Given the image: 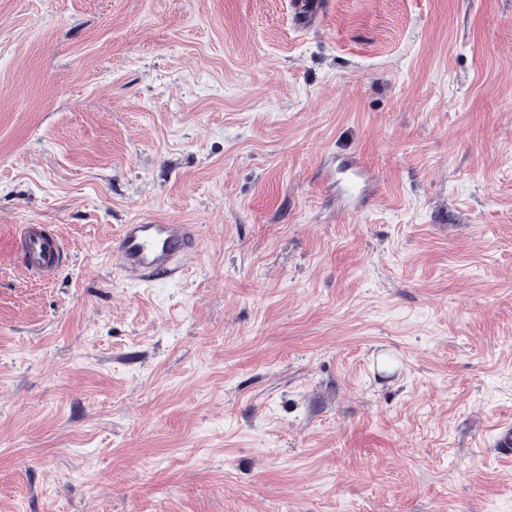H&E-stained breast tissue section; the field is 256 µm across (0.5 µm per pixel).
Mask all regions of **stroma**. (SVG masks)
Listing matches in <instances>:
<instances>
[{"mask_svg":"<svg viewBox=\"0 0 512 512\" xmlns=\"http://www.w3.org/2000/svg\"><path fill=\"white\" fill-rule=\"evenodd\" d=\"M288 2L0 0V512H512V0ZM199 243L197 224H123L114 251L119 269L129 279L159 282L176 276ZM22 238L24 254L21 261L25 264L28 274L34 278L53 275L59 266L58 243L48 237L42 227L36 224L24 225ZM490 443L496 456L512 459V420L499 422L492 431Z\"/></svg>","mask_w":512,"mask_h":512,"instance_id":"1","label":"stroma"}]
</instances>
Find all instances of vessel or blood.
Masks as SVG:
<instances>
[{
	"label": "vessel or blood",
	"mask_w": 512,
	"mask_h": 512,
	"mask_svg": "<svg viewBox=\"0 0 512 512\" xmlns=\"http://www.w3.org/2000/svg\"><path fill=\"white\" fill-rule=\"evenodd\" d=\"M22 262L28 274L42 278L59 266V245L49 241L41 226L24 225ZM200 233L194 224H125L116 239L115 253L120 270L139 282L166 281L176 276L182 261L197 252ZM490 443L496 456L512 459V420L499 422Z\"/></svg>",
	"instance_id": "vessel-or-blood-1"
}]
</instances>
